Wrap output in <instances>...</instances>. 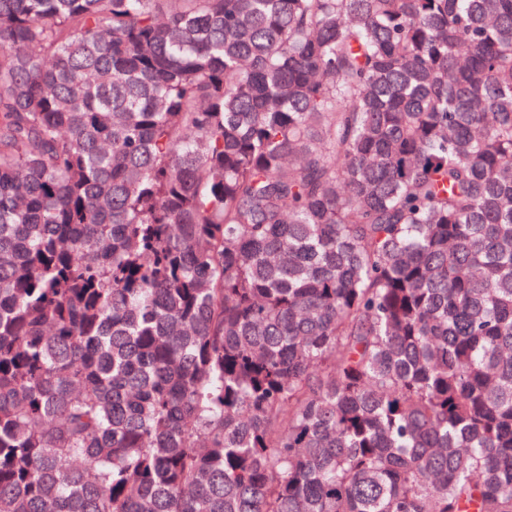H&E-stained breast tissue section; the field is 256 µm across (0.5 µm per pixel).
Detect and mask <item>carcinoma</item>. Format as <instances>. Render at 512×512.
Returning <instances> with one entry per match:
<instances>
[{
  "instance_id": "1",
  "label": "carcinoma",
  "mask_w": 512,
  "mask_h": 512,
  "mask_svg": "<svg viewBox=\"0 0 512 512\" xmlns=\"http://www.w3.org/2000/svg\"><path fill=\"white\" fill-rule=\"evenodd\" d=\"M0 512H512V0H0Z\"/></svg>"
}]
</instances>
